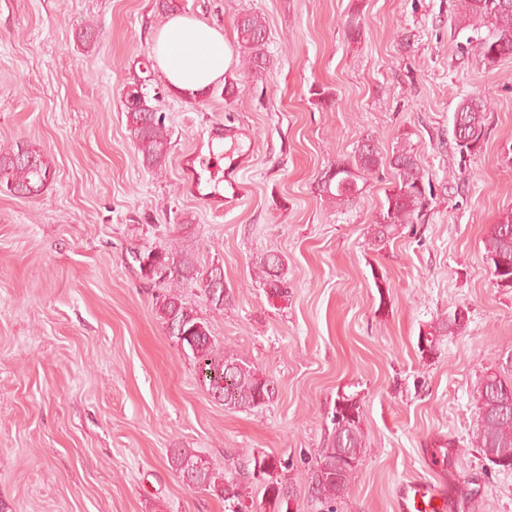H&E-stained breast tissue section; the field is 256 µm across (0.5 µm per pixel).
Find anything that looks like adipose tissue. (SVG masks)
I'll use <instances>...</instances> for the list:
<instances>
[{"label":"adipose tissue","mask_w":512,"mask_h":512,"mask_svg":"<svg viewBox=\"0 0 512 512\" xmlns=\"http://www.w3.org/2000/svg\"><path fill=\"white\" fill-rule=\"evenodd\" d=\"M151 48L168 85L183 94L220 83L230 63L222 30L183 15L153 33Z\"/></svg>","instance_id":"1"}]
</instances>
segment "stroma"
I'll return each instance as SVG.
<instances>
[{
	"label": "stroma",
	"mask_w": 512,
	"mask_h": 512,
	"mask_svg": "<svg viewBox=\"0 0 512 512\" xmlns=\"http://www.w3.org/2000/svg\"><path fill=\"white\" fill-rule=\"evenodd\" d=\"M179 2L223 29L232 53L203 97L174 93L145 64L167 20L156 0H0V145L31 142L53 170L39 196L0 190V505L224 512L169 467L167 449L191 448L257 502L254 458L281 459L291 512H321L314 461L337 397L353 394L367 448L337 512H398L408 480L445 485L450 512H512V472L469 446L481 375L512 352V292L496 288L484 247L512 208V57L490 64L468 44L459 0ZM244 12L267 28L270 66L258 78L239 70ZM89 25L92 45L79 36ZM147 75L171 131L156 172L122 105ZM470 96L488 100L489 134L463 159L453 116ZM405 132L433 196L421 221L380 246L369 229L391 170L367 175L344 210L320 177L366 137L386 154ZM190 158L215 188L244 162L242 197L218 212L191 196ZM167 248L223 268V312L200 285L183 295L219 344L274 381L268 405L225 408L165 332L160 290L132 253ZM265 252L284 259L288 298L268 299L254 278ZM458 308L465 331L421 356L420 331Z\"/></svg>",
	"instance_id": "35a3bbf8"
}]
</instances>
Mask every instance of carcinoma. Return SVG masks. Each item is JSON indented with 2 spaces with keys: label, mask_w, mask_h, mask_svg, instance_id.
Wrapping results in <instances>:
<instances>
[{
  "label": "carcinoma",
  "mask_w": 512,
  "mask_h": 512,
  "mask_svg": "<svg viewBox=\"0 0 512 512\" xmlns=\"http://www.w3.org/2000/svg\"><path fill=\"white\" fill-rule=\"evenodd\" d=\"M466 28L474 32L470 41L476 43L483 59L493 64L503 56L512 55V0H460ZM488 34L481 35L482 29ZM238 44L242 49L245 71L253 76L262 74L270 58L265 49L266 27L255 13L237 17ZM124 112L127 127L147 169L162 167L169 154L171 136L151 103L147 84H137L125 93ZM487 101L479 97L462 99L454 118H463L467 142L454 138L460 157L470 155L484 142L488 131ZM345 173L332 180L321 176V192L342 208L352 204L362 192L358 181L363 175L388 166L394 173V186L385 194L378 218L371 225V235L377 245H386L397 237L402 227L415 224L427 204L426 174L410 138L382 155L367 138L358 148L353 162H336ZM53 170L45 156L32 144L16 141L0 149V188L15 196H38L52 179ZM487 263L496 264L499 257L512 259V209L504 211L491 225L485 239ZM134 259L144 277L165 288L160 295L158 313L168 336L192 358L211 396L224 402L228 409H253L269 403L275 396L274 382L262 375L243 356L221 349L214 340L208 321L182 298L179 289L189 283L206 285L222 277L220 268L200 267L194 258L176 256L170 252L143 250L134 252ZM257 279L269 298L288 296V281L284 277L283 260L266 253L255 264ZM468 318L457 312L444 314L427 326L418 336L421 354H436L443 339L455 336L467 325ZM475 427L470 440L482 458L500 472L512 471V362L487 368L474 392ZM331 439L320 450L314 465V491L325 512H336V503L347 495L358 464L362 461L365 434L361 427V405L352 396L336 400L332 417ZM167 462L178 475L194 474V480L224 503V512H253L245 502L239 480L217 472L214 466L192 448H171ZM281 462L268 456L253 459L252 477L263 488V498L272 512H289L290 487L279 473Z\"/></svg>",
  "instance_id": "obj_1"
}]
</instances>
